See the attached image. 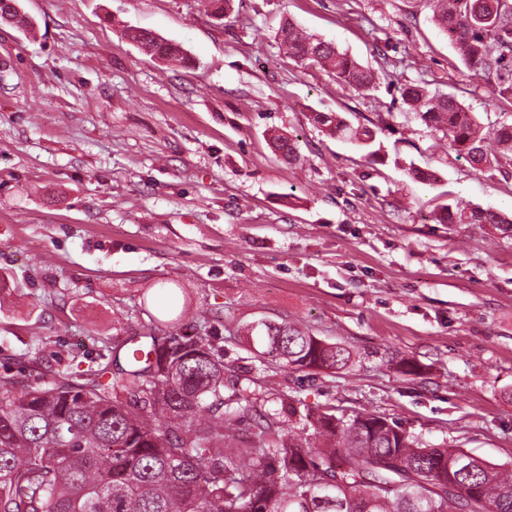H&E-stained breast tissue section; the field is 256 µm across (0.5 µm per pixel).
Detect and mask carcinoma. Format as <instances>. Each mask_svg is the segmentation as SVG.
<instances>
[{
	"label": "carcinoma",
	"instance_id": "obj_1",
	"mask_svg": "<svg viewBox=\"0 0 512 512\" xmlns=\"http://www.w3.org/2000/svg\"><path fill=\"white\" fill-rule=\"evenodd\" d=\"M433 18L469 72L512 98V0H433ZM152 56L186 63L179 46L129 28ZM277 38L295 60L365 90L374 75L335 43L286 21ZM400 96L448 148L477 171L512 174V124L483 128L451 93L405 84ZM311 120L359 147L375 138L339 113ZM270 144L297 159L296 143ZM450 224H511L491 209L446 207ZM141 338L34 385L0 375V512H512V465L461 448H429L398 423L371 414L322 413L309 425L288 401L284 434L243 395L224 397V360L206 336L160 341L153 324L180 320L171 306L148 314ZM258 354L299 369L345 366L350 352L289 323L250 328Z\"/></svg>",
	"mask_w": 512,
	"mask_h": 512
}]
</instances>
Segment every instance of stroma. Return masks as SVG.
<instances>
[{"instance_id": "1", "label": "stroma", "mask_w": 512, "mask_h": 512, "mask_svg": "<svg viewBox=\"0 0 512 512\" xmlns=\"http://www.w3.org/2000/svg\"><path fill=\"white\" fill-rule=\"evenodd\" d=\"M0 22V373L21 384L138 335L177 286L174 332L212 337L225 395L277 418L373 413L432 447L512 464V228L440 223L445 205L512 216V176L474 171L396 91L454 94L483 126L512 99L469 76L428 0H20ZM376 75L342 84L290 58L283 20ZM142 28L191 62L150 58ZM338 112L375 155L313 124ZM295 139L283 161L267 134ZM435 172L415 180L410 166ZM260 321L349 350L341 369L259 361ZM418 372L408 376L400 364Z\"/></svg>"}]
</instances>
